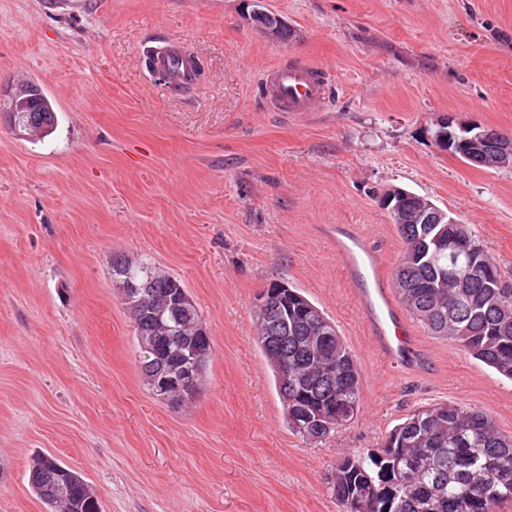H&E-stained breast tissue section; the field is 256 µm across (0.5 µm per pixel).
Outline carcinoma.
Wrapping results in <instances>:
<instances>
[{
	"label": "carcinoma",
	"instance_id": "carcinoma-1",
	"mask_svg": "<svg viewBox=\"0 0 512 512\" xmlns=\"http://www.w3.org/2000/svg\"><path fill=\"white\" fill-rule=\"evenodd\" d=\"M252 20L264 31L286 39V23L259 4ZM14 121L28 134L42 139L53 132L55 112L50 102L32 94L14 103ZM496 146L465 157L469 164L488 169ZM387 208L403 243L395 275L401 304L428 330L447 337L475 360L499 376L512 380V288H498L499 267L464 224H438L436 229L454 238L458 247L429 260L419 258L414 212L427 199L403 189L388 193ZM482 269L483 278L471 288L457 287V280ZM112 284L120 289L134 323L136 362L145 385L161 398L156 376L177 369L190 349L204 371L212 353L209 334L194 333L202 323L195 303L182 282L161 270L144 255L112 256ZM148 284L147 295L133 294L125 285ZM180 308L170 306L172 297ZM309 300L298 292L288 294V314L273 324H257V341L273 373L275 388L284 400L296 401L313 412L328 396L336 398L341 417L336 425L352 420L360 408L361 377L355 358L329 318L319 321L307 311ZM326 339L321 358L307 354L309 342ZM288 350L309 381L284 388L277 361L279 349ZM344 359L349 369L336 385L325 376L327 359ZM288 428L304 440L310 434L307 420L286 410ZM31 486L46 512H60L66 501L69 512H100V503L85 479L57 458L38 454L32 460ZM345 512H501L512 503V438L500 435L482 411L461 405L436 404L407 418L387 436L381 453L366 457L347 455L336 466L331 484Z\"/></svg>",
	"mask_w": 512,
	"mask_h": 512
}]
</instances>
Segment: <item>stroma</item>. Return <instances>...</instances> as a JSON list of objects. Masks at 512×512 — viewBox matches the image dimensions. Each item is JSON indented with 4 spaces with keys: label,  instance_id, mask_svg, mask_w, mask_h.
I'll list each match as a JSON object with an SVG mask.
<instances>
[{
    "label": "stroma",
    "instance_id": "obj_1",
    "mask_svg": "<svg viewBox=\"0 0 512 512\" xmlns=\"http://www.w3.org/2000/svg\"><path fill=\"white\" fill-rule=\"evenodd\" d=\"M256 3L291 37L265 34ZM167 40L204 70L176 95L143 57ZM297 57L334 89L291 119L259 87ZM33 86L57 117L41 140L11 118ZM442 123L512 138V0H0V512H46L39 453L102 512H343L339 459L380 451L421 407H473L512 436V381L459 344L418 323L420 370L384 362L323 231L354 225L394 274L381 198L403 188L468 224L512 279V168L441 148ZM119 253L180 279L208 329L189 408L142 381ZM274 282L324 311L360 370L358 414L318 444L289 430L257 343Z\"/></svg>",
    "mask_w": 512,
    "mask_h": 512
}]
</instances>
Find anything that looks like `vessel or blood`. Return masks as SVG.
Instances as JSON below:
<instances>
[{
    "label": "vessel or blood",
    "mask_w": 512,
    "mask_h": 512,
    "mask_svg": "<svg viewBox=\"0 0 512 512\" xmlns=\"http://www.w3.org/2000/svg\"><path fill=\"white\" fill-rule=\"evenodd\" d=\"M153 66L164 74V85L172 93L190 85L197 77L194 55L176 41L156 50ZM265 85L268 106L291 117L313 111L331 95L328 72L308 59L273 68L266 76ZM327 235L354 289L376 350L394 368H417L420 357L414 333L408 317L384 285L380 252L368 237L349 224L328 226Z\"/></svg>",
    "instance_id": "1"
}]
</instances>
